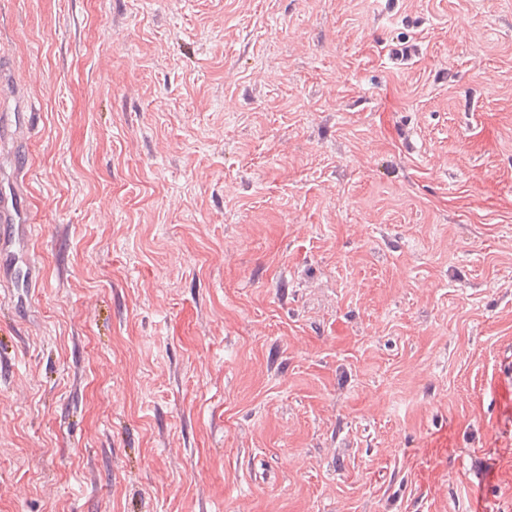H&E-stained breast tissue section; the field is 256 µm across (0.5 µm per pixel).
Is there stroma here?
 <instances>
[{
    "label": "stroma",
    "mask_w": 512,
    "mask_h": 512,
    "mask_svg": "<svg viewBox=\"0 0 512 512\" xmlns=\"http://www.w3.org/2000/svg\"><path fill=\"white\" fill-rule=\"evenodd\" d=\"M0 110V512H512V0H0ZM17 171L22 175L21 180L16 181L13 185V192L11 194V209L8 207V200L0 198V223L13 224L27 229L31 228L30 224L35 223V215L28 206H21V198L27 196L28 185L25 181L24 171L27 167V162L24 160L18 161Z\"/></svg>",
    "instance_id": "35a3bbf8"
}]
</instances>
